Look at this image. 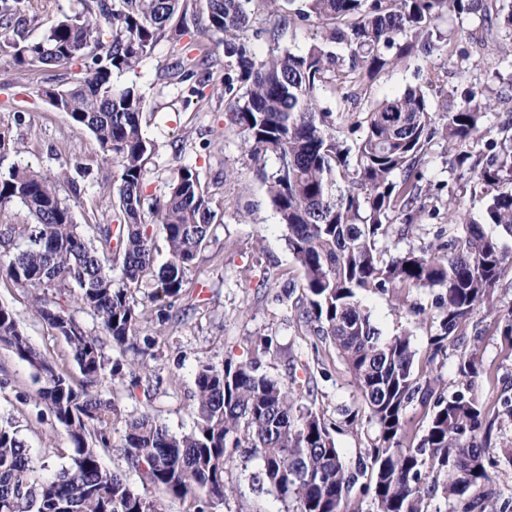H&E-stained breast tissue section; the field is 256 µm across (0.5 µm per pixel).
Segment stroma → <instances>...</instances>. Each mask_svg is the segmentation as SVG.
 <instances>
[{"label": "stroma", "mask_w": 512, "mask_h": 512, "mask_svg": "<svg viewBox=\"0 0 512 512\" xmlns=\"http://www.w3.org/2000/svg\"><path fill=\"white\" fill-rule=\"evenodd\" d=\"M440 28L452 42L424 58L406 57L384 70L356 102L368 103L409 88H422L432 110L456 104V89L475 86L489 91L492 107L481 132L471 142L473 157L488 153L503 126L512 127V39L488 28L475 16L443 15ZM186 58L160 43L154 56L124 76L147 100L150 109L142 126L154 149L146 161V194L162 196L177 168L190 165L200 174L215 211L214 233L186 272L184 291L171 309V319L157 338L144 366H132V353L106 347V354L124 365L121 378L103 384L123 413L150 409L170 431L191 428L194 375L199 363L219 364L225 358L256 359L260 372L293 382L304 405L337 423L336 446L348 470H356L368 451L376 429L363 424L352 430L343 423L345 410L359 406L344 361L329 345L312 348L310 328L298 318L302 309V272L284 240L285 229L269 204L257 165L249 163L241 140L229 120L228 98L207 94L189 96L184 85H161L158 74L185 63ZM82 61L65 68L25 72L10 53L0 50V172L11 165H31L51 175L67 168L70 182L61 198L79 224H116L113 208L117 173L95 138L75 129L64 113L53 109L41 93L48 85H66ZM423 184L432 186L425 209L416 214L405 235H391L379 243L382 260L408 249H436L439 229L448 225V207L455 204L479 217L490 198L485 186L457 167L455 152L435 139L420 165ZM437 289L410 288L401 293L366 292L360 297L383 337L409 333L418 357H425L428 338L438 328L433 317ZM0 304L9 306L30 345L73 385L83 376L65 339L39 315L29 292L0 276ZM425 314H416V307ZM512 308V264L493 292L491 307L477 311L465 324L455 352L439 363L447 387H455L458 353L476 350L483 373L477 384L486 418L493 425L498 446H512V414L501 406L502 392L512 393V347L502 336L500 316ZM272 341L259 354V338ZM38 385L33 371L11 348L0 344V415L12 418L33 456L51 478L67 465L71 453L65 428L36 402ZM226 479L234 492L229 506L215 512H279L274 494L253 489L239 468L229 467Z\"/></svg>", "instance_id": "35a3bbf8"}]
</instances>
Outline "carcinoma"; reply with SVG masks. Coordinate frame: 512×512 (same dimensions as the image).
I'll use <instances>...</instances> for the list:
<instances>
[{
	"mask_svg": "<svg viewBox=\"0 0 512 512\" xmlns=\"http://www.w3.org/2000/svg\"><path fill=\"white\" fill-rule=\"evenodd\" d=\"M196 0H79L41 39L29 41L21 26L38 21L21 16L23 0H0V28L15 64L25 71L84 61L85 72L65 87L42 94L71 124L91 133L118 167L115 207L120 235L112 226L75 223L57 184L60 170L44 176L29 166L0 173V205L17 202L31 224H6L0 236L19 238L23 248L0 261V272L30 292L75 288L81 306L99 320L115 347L143 354L155 344L181 298L187 270L207 246L216 218L199 174L182 166L167 193L144 194L145 162L153 143L142 127L144 96L114 79L133 73L162 41L178 42L189 25L217 37L218 51L203 49L193 63L224 62V79L213 91L232 95L231 124L244 152L259 165L270 205L285 228V240L303 273L306 307L299 317L321 343H330L346 364L360 395V407L346 414L347 426L368 421L376 436L366 459L352 472L344 465L324 415L300 403L294 383L258 372L255 364L232 358L202 362L195 374L196 424L172 434L145 410L130 417L102 391L123 363L105 355L100 339L73 317L41 303L39 314L70 345L84 375L81 386L28 342L13 311L0 305V343L26 361L40 383L38 401L67 431L70 464L51 479L33 457L10 419L0 420V512H166L163 501L134 490L127 477L105 467L101 450L113 447L112 432L123 428L120 447L127 468L142 484L190 502L186 512H212L225 503L227 466L250 472L254 488L275 494L281 512H344L358 483L370 498L369 512H486L489 485L501 460L491 447V427L474 391L480 362L460 356V385L447 392L434 369L416 361L406 333L384 338L359 301L368 291L436 288L439 329L428 338L429 363L448 356L461 327L490 303L504 265L512 260L485 226L512 237V134L470 167L492 188L479 219L448 213L452 227L437 251L408 250L385 262L378 243L393 232L390 214L410 223L411 206L422 194L417 171L425 147L440 135L470 158L467 147L480 132L489 99L472 87L460 90L459 107L436 120L423 91L387 96L363 112L320 107L329 86L362 89L397 57L429 55L447 39L438 21L445 13L474 15L492 23L504 17L512 31V0H206L204 20ZM276 42L291 26H316L303 49L273 48L257 55L248 32L254 25ZM189 69L164 70V84L184 83ZM363 129L348 143L345 130ZM272 167H267L268 161ZM162 235L168 258L155 267V241ZM122 278H112V263ZM150 289V305L135 294ZM154 325V334L142 331ZM424 412L423 434L406 443L414 419Z\"/></svg>",
	"mask_w": 512,
	"mask_h": 512,
	"instance_id": "carcinoma-1",
	"label": "carcinoma"
}]
</instances>
